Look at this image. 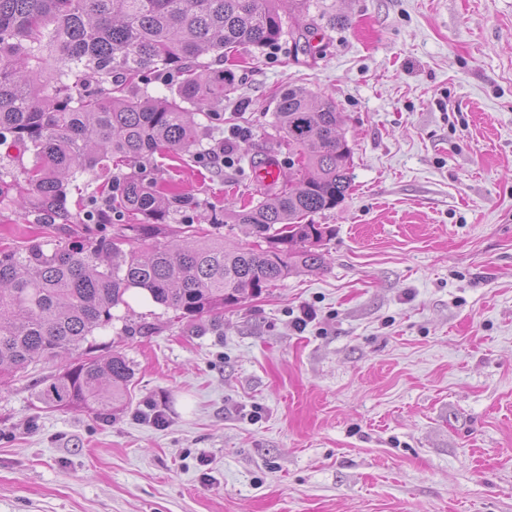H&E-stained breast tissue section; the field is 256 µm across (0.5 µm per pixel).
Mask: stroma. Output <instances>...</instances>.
Wrapping results in <instances>:
<instances>
[{"label": "stroma", "instance_id": "stroma-1", "mask_svg": "<svg viewBox=\"0 0 512 512\" xmlns=\"http://www.w3.org/2000/svg\"><path fill=\"white\" fill-rule=\"evenodd\" d=\"M326 5L311 53H235L201 152L160 172L201 222L255 196L260 161L287 164L283 91L334 100L355 166L315 218L323 267L217 332L132 298L90 339L134 370L109 415L36 400L59 361L1 382L0 512H512V0ZM225 137L229 166L206 153ZM54 235L0 211V248Z\"/></svg>", "mask_w": 512, "mask_h": 512}]
</instances>
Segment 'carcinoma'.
Instances as JSON below:
<instances>
[{
  "instance_id": "carcinoma-1",
  "label": "carcinoma",
  "mask_w": 512,
  "mask_h": 512,
  "mask_svg": "<svg viewBox=\"0 0 512 512\" xmlns=\"http://www.w3.org/2000/svg\"><path fill=\"white\" fill-rule=\"evenodd\" d=\"M302 17L288 20L279 3ZM326 16L323 0H0V162L31 155L16 175L0 170V208L35 224H84L79 242L35 239L0 250V376L38 361L71 359L40 380L37 401L103 416L126 400V355L78 357L88 337L120 319L133 289L192 324L218 325L238 306L288 278L323 266L326 227L313 216L336 208L352 181L353 147L336 102L301 89L281 94L273 124L288 144L291 173L264 185L255 202L184 226L191 243L159 239L174 215L199 202L155 177V155L195 153L194 115L224 101L233 74L201 61L239 47L271 46L283 34L311 52L308 36ZM173 77L154 96L143 77ZM98 182L83 217L69 186ZM249 228L251 245L224 238L225 220ZM117 233L103 235L112 221Z\"/></svg>"
}]
</instances>
